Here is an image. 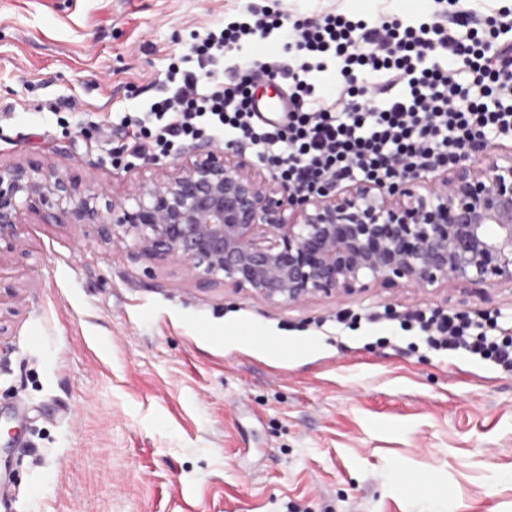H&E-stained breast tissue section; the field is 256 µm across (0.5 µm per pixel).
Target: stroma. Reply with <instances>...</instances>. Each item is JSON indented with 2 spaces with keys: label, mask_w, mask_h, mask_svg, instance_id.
Masks as SVG:
<instances>
[{
  "label": "stroma",
  "mask_w": 512,
  "mask_h": 512,
  "mask_svg": "<svg viewBox=\"0 0 512 512\" xmlns=\"http://www.w3.org/2000/svg\"><path fill=\"white\" fill-rule=\"evenodd\" d=\"M415 24L445 0H0V165L121 196L193 152L130 150L120 113L247 7ZM276 38L224 59L225 81ZM123 149L132 169L115 166ZM497 310L512 285L377 286L272 306L32 214L0 258V512H512V371L428 349L375 312ZM360 316L354 328L336 314Z\"/></svg>",
  "instance_id": "stroma-1"
}]
</instances>
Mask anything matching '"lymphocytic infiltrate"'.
Returning <instances> with one entry per match:
<instances>
[{"label":"lymphocytic infiltrate","mask_w":512,"mask_h":512,"mask_svg":"<svg viewBox=\"0 0 512 512\" xmlns=\"http://www.w3.org/2000/svg\"><path fill=\"white\" fill-rule=\"evenodd\" d=\"M278 33L288 64L260 70L288 83V111L269 124L251 108L247 80L224 81L226 51L241 40ZM195 69H187V62ZM333 67L335 78L314 87L308 76ZM179 82L134 119L133 148L154 159L200 137L244 141L258 163L295 193L338 179L388 180L395 164L424 170L459 159L474 142L512 136V13L492 35L474 16L449 11L418 24L370 25L342 14L289 20L247 9L209 29L180 63ZM385 98L370 107L366 94ZM433 351L464 353L512 370V330L485 313L472 318L417 310L400 321Z\"/></svg>","instance_id":"obj_1"}]
</instances>
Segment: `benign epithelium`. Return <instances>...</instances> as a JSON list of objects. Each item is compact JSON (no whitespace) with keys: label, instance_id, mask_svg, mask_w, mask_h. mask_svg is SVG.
I'll return each mask as SVG.
<instances>
[{"label":"benign epithelium","instance_id":"obj_1","mask_svg":"<svg viewBox=\"0 0 512 512\" xmlns=\"http://www.w3.org/2000/svg\"><path fill=\"white\" fill-rule=\"evenodd\" d=\"M442 170L430 184L398 166L384 184L334 181L297 195L235 145L211 144L162 181L78 197L52 170L0 167V242L13 250L25 216L52 201L117 248L175 259L191 279L271 305L376 285L512 283V153L480 145Z\"/></svg>","mask_w":512,"mask_h":512}]
</instances>
